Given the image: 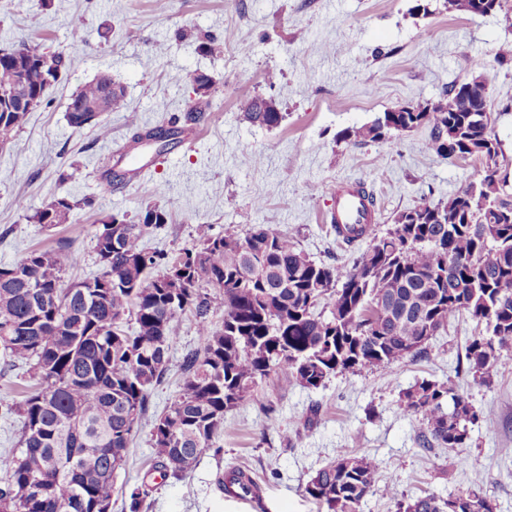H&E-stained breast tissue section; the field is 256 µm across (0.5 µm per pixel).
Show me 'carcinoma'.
I'll list each match as a JSON object with an SVG mask.
<instances>
[{
  "mask_svg": "<svg viewBox=\"0 0 512 512\" xmlns=\"http://www.w3.org/2000/svg\"><path fill=\"white\" fill-rule=\"evenodd\" d=\"M445 0L450 11L487 16L503 0ZM43 52L26 46L0 49V88L21 73L30 80L36 105L49 103L46 81L57 82L72 60L56 55L41 70ZM198 102L188 119L201 116L199 100L211 92L212 78L195 72L189 79ZM102 82L94 78L71 96L66 117L71 127L91 124L102 138L110 129L102 115L82 106L97 102ZM32 108L0 100V146L25 124ZM108 112L128 111L125 87L112 92ZM237 111L250 123L275 127L284 118L275 103L244 96ZM135 136L175 144L182 130L156 126ZM430 127L428 149L443 159L477 156L484 176L440 204L421 203L399 213L379 235L366 224L333 225L347 245L369 241L351 267L318 264L293 235L252 229L243 235L198 230L197 244L171 261L149 253L141 239L169 221L168 211L148 205L129 223L114 215L96 234L100 272L66 279L80 261L72 242L62 238L53 250L35 249L6 269L0 279V349L4 360L28 366L32 381L18 412L20 451L0 458V512H92L111 504L119 469L142 419L151 390L161 382L186 312L197 320V347L182 360V383L175 399L153 420L151 448L165 477L180 479L218 440L224 414L242 407L280 364L306 389L324 386L331 376L362 368H389L426 350L435 336L463 315L485 333L467 345V371L486 383L491 370L512 348V201L501 197L498 157L489 95L479 105L458 83L437 101L386 111L372 123L345 130L354 145L378 142L383 126L399 133ZM78 203L57 196L35 210L33 223H71ZM323 310H317L321 301ZM221 310L220 325L211 313ZM403 412L419 423L426 449L465 448L469 426L479 414L469 396L451 381L416 382L400 395ZM378 479V464L367 455H346L318 469L305 493L328 512H358ZM473 490L405 500L394 488L387 495L397 512H448V505L476 500L496 512L481 492L482 471L471 467Z\"/></svg>",
  "mask_w": 512,
  "mask_h": 512,
  "instance_id": "carcinoma-1",
  "label": "carcinoma"
}]
</instances>
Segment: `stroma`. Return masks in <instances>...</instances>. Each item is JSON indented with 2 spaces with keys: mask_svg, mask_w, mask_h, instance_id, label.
I'll return each instance as SVG.
<instances>
[{
  "mask_svg": "<svg viewBox=\"0 0 512 512\" xmlns=\"http://www.w3.org/2000/svg\"><path fill=\"white\" fill-rule=\"evenodd\" d=\"M510 43L512 0L485 17L448 12L444 0H0V48L25 44L75 60L51 88L49 105L29 113L0 149V265L68 237L81 255L69 277L95 275L94 236L103 220L135 217L156 202L170 220L143 238L149 252L174 257L193 248L201 224L220 235L264 227L295 236L316 262L352 266L360 248L343 245L325 222L336 180L365 184L384 229L422 201H447L481 177L483 164L438 157L426 147L425 126L367 145L338 141V133L439 99L454 82L480 74L507 177L503 192L512 199V60L494 61ZM270 69L281 75L274 87L264 81ZM195 70L210 75L213 88L200 121L189 123L196 96L186 76ZM103 71L125 86L128 112L144 128L187 127L193 147L135 143L128 112L105 114V139L93 128L70 127L72 94ZM247 94L274 99L285 115L280 126L242 120L236 104ZM113 165L130 178L102 191L95 176ZM54 195L79 201L72 223H32L34 210ZM479 331L462 317L421 355L390 369L339 374L319 389L290 381L288 366L275 368L244 407L225 414L221 453L204 452L191 473L153 490L141 512H327L305 486L317 469L352 453L379 463L376 489L359 512H397L385 494L389 485L407 498L467 491L474 467L484 472L483 490L497 512H512V356L487 385L456 371ZM196 339V322L184 314L170 369L152 389L149 415L118 474L112 512H129L131 492L152 468L153 417L175 399L179 365ZM450 378L480 418L467 447L422 449L419 424L401 411L400 394L422 379ZM28 383L24 365L0 371L1 456L16 451L22 427L5 407ZM231 467L257 477V503L219 488Z\"/></svg>",
  "mask_w": 512,
  "mask_h": 512,
  "instance_id": "obj_1",
  "label": "stroma"
}]
</instances>
